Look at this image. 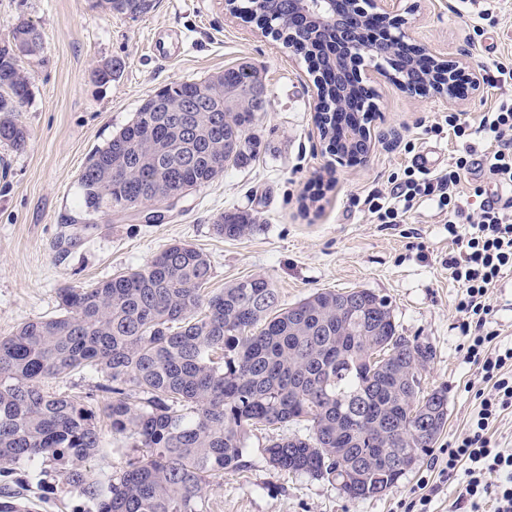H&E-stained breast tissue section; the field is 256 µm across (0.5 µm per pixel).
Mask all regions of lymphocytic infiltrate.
Here are the masks:
<instances>
[{
	"label": "lymphocytic infiltrate",
	"instance_id": "obj_1",
	"mask_svg": "<svg viewBox=\"0 0 512 512\" xmlns=\"http://www.w3.org/2000/svg\"><path fill=\"white\" fill-rule=\"evenodd\" d=\"M452 130L466 143L464 152L451 157L443 170L415 164L403 178L393 181L387 193L369 195L365 203L376 223L401 224L416 205L432 202L448 226L453 244L446 264L460 295V333L466 339L465 359L483 384L478 406L460 436L444 450L442 479L458 478V501L469 512H512V448L500 446L491 429L506 412H512V344L498 341L492 327L494 288L512 275V97L500 96L492 110L471 125L461 113L440 116L429 127L434 135ZM482 146H472L474 136ZM491 179L501 199L488 196L483 184ZM469 180L470 193L459 185ZM480 197L478 211L469 208L470 196Z\"/></svg>",
	"mask_w": 512,
	"mask_h": 512
}]
</instances>
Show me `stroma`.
I'll return each instance as SVG.
<instances>
[{
	"label": "stroma",
	"instance_id": "stroma-1",
	"mask_svg": "<svg viewBox=\"0 0 512 512\" xmlns=\"http://www.w3.org/2000/svg\"><path fill=\"white\" fill-rule=\"evenodd\" d=\"M412 43L473 62L512 60V0L492 17L459 13L458 0H401ZM24 18L42 34L43 53L23 60L32 96L19 119L24 148L0 146V337L36 318L58 315L60 288L84 285L145 264L166 245L185 241L208 255L209 292L264 276L282 304L312 291L367 289L387 298L398 332L429 342L425 390L448 391V424L434 448L383 495L352 500L336 485L267 465L269 439L305 435L287 423L248 434L250 466L228 472L206 493V512H400L419 480L436 484L431 512H457L455 482L438 478L436 460L463 433L477 405L473 369L457 329L456 283L443 264L448 232L424 203L402 224H376L363 204L402 173L415 156L447 164L462 149L454 137L425 134L443 100L408 94L374 70V143L362 163H337L314 120L311 75L303 58L271 35L230 15L224 0H157L132 18L91 8L90 0H0V36ZM124 66L111 82L94 72L104 62ZM241 62L263 73L269 105L251 131L258 144L248 164L227 166L214 182L182 198L159 224L128 214L99 217L66 249L56 246L65 225L80 219L78 177L89 154L134 117L141 102L171 82L200 81ZM415 143L407 152V143ZM257 215L254 232L227 239L213 221L227 211ZM33 512H72L77 494L47 471L25 492Z\"/></svg>",
	"mask_w": 512,
	"mask_h": 512
}]
</instances>
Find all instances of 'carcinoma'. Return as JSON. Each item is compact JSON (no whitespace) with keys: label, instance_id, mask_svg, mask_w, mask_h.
I'll use <instances>...</instances> for the list:
<instances>
[{"label":"carcinoma","instance_id":"carcinoma-1","mask_svg":"<svg viewBox=\"0 0 512 512\" xmlns=\"http://www.w3.org/2000/svg\"><path fill=\"white\" fill-rule=\"evenodd\" d=\"M136 18L155 0H92ZM238 14L316 63L325 84L323 120L330 147L345 149L341 130L360 129L359 106L334 109L336 60L327 29L288 26V0H239ZM42 49L26 19L0 41V143L21 147L27 129L16 112L32 95L21 66ZM257 68L242 62L219 82L168 84L144 100L134 118L87 158L78 184L88 220L186 193L243 165L256 144L247 132L267 99L253 94ZM209 107L185 112L201 90ZM257 217L228 211L214 231L250 235ZM207 255L175 242L145 265L58 292L60 313L30 320L0 338V512H21L15 488L51 463L96 512H203L207 489L226 470L248 467L247 430L306 423L308 437L264 448L281 473L306 474L362 499L383 494L435 444L448 420V391L415 389L432 346L399 334L387 299L358 289H320L278 305L261 276L204 294ZM91 368L104 375L102 407L93 398L45 392V380ZM112 436L141 454L112 473L88 462L102 451L98 412Z\"/></svg>","mask_w":512,"mask_h":512}]
</instances>
